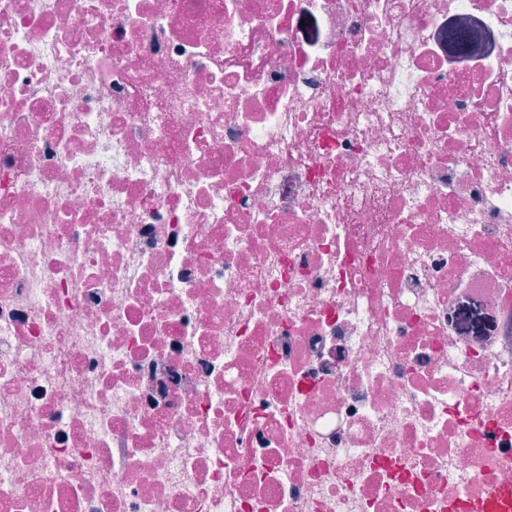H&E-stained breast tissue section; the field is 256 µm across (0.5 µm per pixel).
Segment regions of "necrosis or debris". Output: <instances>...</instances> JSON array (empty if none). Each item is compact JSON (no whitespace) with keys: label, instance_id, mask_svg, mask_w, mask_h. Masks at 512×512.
<instances>
[{"label":"necrosis or debris","instance_id":"obj_1","mask_svg":"<svg viewBox=\"0 0 512 512\" xmlns=\"http://www.w3.org/2000/svg\"><path fill=\"white\" fill-rule=\"evenodd\" d=\"M504 487L512 0H0V512Z\"/></svg>","mask_w":512,"mask_h":512}]
</instances>
